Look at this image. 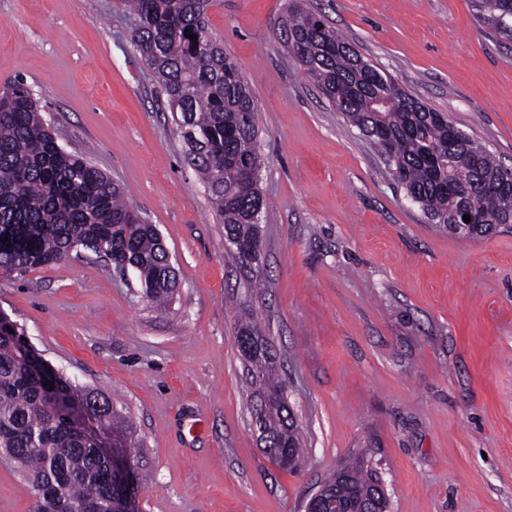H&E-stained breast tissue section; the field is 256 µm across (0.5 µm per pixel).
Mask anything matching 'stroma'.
<instances>
[{
    "instance_id": "35a3bbf8",
    "label": "stroma",
    "mask_w": 512,
    "mask_h": 512,
    "mask_svg": "<svg viewBox=\"0 0 512 512\" xmlns=\"http://www.w3.org/2000/svg\"><path fill=\"white\" fill-rule=\"evenodd\" d=\"M289 0H218L214 33L259 106L266 201L249 288L125 0H0V82L23 77L66 149L156 224L167 307L92 252L0 276V312L42 359L129 413L148 479L138 512H305L360 460L389 512H512V230L451 236L282 47ZM414 97L512 168V42L471 0H304ZM252 316L301 426L299 467L263 455L235 344ZM35 492L0 458V512Z\"/></svg>"
}]
</instances>
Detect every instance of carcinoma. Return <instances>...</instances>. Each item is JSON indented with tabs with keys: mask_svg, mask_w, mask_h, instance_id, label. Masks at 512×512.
Instances as JSON below:
<instances>
[{
	"mask_svg": "<svg viewBox=\"0 0 512 512\" xmlns=\"http://www.w3.org/2000/svg\"><path fill=\"white\" fill-rule=\"evenodd\" d=\"M480 16L512 39V0H475ZM131 38L168 98L183 157L198 175L224 224L227 252L253 286L260 265L240 245L262 249L264 164L258 145V104L240 66L214 34L215 0H127ZM197 37L193 41L186 34ZM296 61L330 106L366 137L393 180L427 219L446 230L464 205L486 224H512L497 185L512 170L472 137L458 142L448 114L414 97L370 63L322 17L288 7L280 31ZM95 249L114 266L137 273L143 294L166 304L177 285L158 227L125 201L120 187L85 158L63 148L22 80L0 87V273L57 265L77 250ZM23 332H0V451L10 455L35 491L34 512H113L111 464L71 418L69 402L91 394L98 426L124 448H137L131 421L97 388L78 386L54 371L39 372L19 351ZM268 338L243 359L251 387L247 411L282 469L300 460V434L276 377ZM51 387H46V382ZM379 478L360 462L333 471L323 485L341 486V499L376 493Z\"/></svg>",
	"mask_w": 512,
	"mask_h": 512,
	"instance_id": "1",
	"label": "carcinoma"
}]
</instances>
